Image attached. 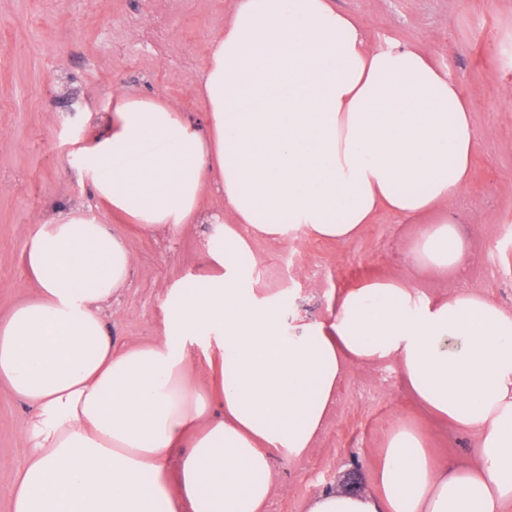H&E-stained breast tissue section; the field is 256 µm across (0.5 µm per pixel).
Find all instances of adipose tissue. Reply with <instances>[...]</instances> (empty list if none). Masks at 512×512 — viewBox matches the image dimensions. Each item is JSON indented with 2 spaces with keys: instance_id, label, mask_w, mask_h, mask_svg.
<instances>
[{
  "instance_id": "ef3b65f1",
  "label": "adipose tissue",
  "mask_w": 512,
  "mask_h": 512,
  "mask_svg": "<svg viewBox=\"0 0 512 512\" xmlns=\"http://www.w3.org/2000/svg\"><path fill=\"white\" fill-rule=\"evenodd\" d=\"M202 122L121 93L77 149L103 223L33 225L32 294L0 314V387L27 403L11 512H268L273 460L316 447L348 373L397 368L413 403L471 448L436 456L408 420L367 490L321 489L306 512H512V310L461 276L448 214L480 133L447 71L419 48L368 42L333 0H237L210 35ZM211 190L222 214L206 213ZM419 225L408 275L349 289L321 321L284 327L255 278L259 243L293 227L348 243L379 211ZM204 225L195 274L169 286L162 330L117 346L104 312L134 267L125 226ZM215 341L218 366L193 347Z\"/></svg>"
}]
</instances>
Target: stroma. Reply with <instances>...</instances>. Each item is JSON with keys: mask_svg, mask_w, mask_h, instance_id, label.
<instances>
[{"mask_svg": "<svg viewBox=\"0 0 512 512\" xmlns=\"http://www.w3.org/2000/svg\"><path fill=\"white\" fill-rule=\"evenodd\" d=\"M370 42L390 40L427 51L473 105L478 142L470 184L454 219L469 254L465 283L512 309V248L486 262L485 248L512 227V0H335ZM234 0H0V311L29 296L22 254L46 214L89 211L77 176L76 148L89 126L111 112L115 93L164 94L191 115L212 31ZM203 228L166 238L131 232L134 270L105 313L116 342L146 343L162 328L167 286L195 272ZM417 227L382 212L349 243L294 232L288 243L259 244L258 276L285 288V315L322 319L331 299L366 279L406 269ZM29 406L0 388V512L25 453L20 431ZM417 421L437 452L464 457L471 442L422 415L390 369L352 370L317 447L274 459L277 487L269 512H305L309 495L354 474L368 488L390 427Z\"/></svg>", "mask_w": 512, "mask_h": 512, "instance_id": "stroma-1", "label": "stroma"}]
</instances>
